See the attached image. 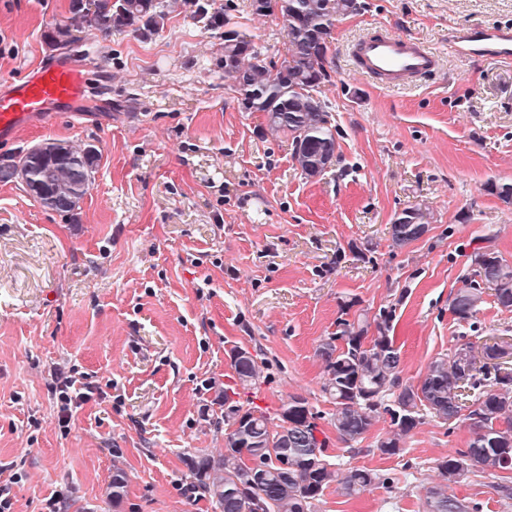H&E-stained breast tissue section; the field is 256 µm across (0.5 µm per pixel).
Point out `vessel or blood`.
I'll use <instances>...</instances> for the list:
<instances>
[{
  "label": "vessel or blood",
  "mask_w": 512,
  "mask_h": 512,
  "mask_svg": "<svg viewBox=\"0 0 512 512\" xmlns=\"http://www.w3.org/2000/svg\"><path fill=\"white\" fill-rule=\"evenodd\" d=\"M449 45L463 58H489L512 62V27L470 25L456 29ZM350 56L356 71L383 89L406 86L435 71V52L416 38L376 27L353 43ZM88 61L63 60L37 68L0 93V142H11L20 129L46 126L59 110L82 96Z\"/></svg>",
  "instance_id": "vessel-or-blood-1"
}]
</instances>
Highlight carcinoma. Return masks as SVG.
Segmentation results:
<instances>
[{"label": "carcinoma", "mask_w": 512, "mask_h": 512, "mask_svg": "<svg viewBox=\"0 0 512 512\" xmlns=\"http://www.w3.org/2000/svg\"><path fill=\"white\" fill-rule=\"evenodd\" d=\"M193 18L209 30H224V76L246 93L247 110L262 112L271 136L291 139L293 159L304 175L319 176L331 163L337 148L336 128L329 112L316 96L330 78V47L334 22L362 9L359 0H281L289 49L278 61L267 60L249 34L236 29L231 7L215 6V0H185ZM162 0H114L90 14L83 0L74 5V16L57 24L46 38L69 48L78 33L91 27L102 34L128 29L143 39L164 25ZM45 151H27L8 157L0 167V181L21 180L34 199L61 212L71 213L87 193L99 154L63 142L44 143ZM429 225V213L419 206L403 211L390 224L392 245L403 248L420 238L417 229ZM476 279L458 289L451 310L461 321L473 318L494 297L502 309L512 311V265L495 256L489 247L473 254ZM392 312L382 310L374 323L360 318L353 325L338 319L339 331L317 348L324 363L323 392L335 405L333 425L345 443L359 441L372 427L375 412L390 414L391 430L378 450L387 456L404 452L403 444L421 423L420 411L448 422L462 416L467 395L458 392V381L477 390L488 374H494L495 390L480 394L472 410V438L468 447L437 460L444 483L427 491L426 512H470V507L448 495L446 482L462 478L474 469L494 475L512 471V371L489 362L511 355L509 345L484 344L476 351L463 343L451 355L433 358L418 384L401 379L402 359L390 336ZM232 348L230 366L235 385L253 387L262 369L256 358L239 359ZM393 391L391 404L384 403ZM240 426L224 420V454L214 457L200 450L189 455L190 488L207 497L219 512H314L315 502L331 485L346 497H356L381 482L368 468L332 467L327 459V439L319 438L317 414L308 400L292 397L273 414L257 407L245 408ZM258 461L246 466L244 457Z\"/></svg>", "instance_id": "carcinoma-1"}]
</instances>
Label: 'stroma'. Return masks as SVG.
I'll return each mask as SVG.
<instances>
[{"label":"stroma","mask_w":512,"mask_h":512,"mask_svg":"<svg viewBox=\"0 0 512 512\" xmlns=\"http://www.w3.org/2000/svg\"><path fill=\"white\" fill-rule=\"evenodd\" d=\"M363 3L332 32L318 96L338 148L332 168L310 178L290 140L242 109L220 65L222 32L182 0L149 39L92 30L68 50L45 34L71 17L73 0H0V91L65 55L96 64L67 116L21 130L0 157L51 141L99 152L71 214L42 206L21 181L0 182V484L11 486L13 512H46L51 499L60 512H214L189 490L186 457L224 450L218 394L232 382L235 346L264 363L257 395L241 404L307 398L330 462L388 479L355 499L328 488L315 512H424L436 461L465 448L468 420L424 414L389 457L377 449L392 430L381 412L362 440L344 443L316 350L348 301L353 318L394 308L407 383L461 339L512 342V311L493 300L469 322L450 308L483 240L512 263V203L494 191L512 184V64L448 48L454 29L512 25V0ZM233 6L240 30L280 60L282 19L254 15L250 0ZM379 25L435 48L439 70L401 90L359 75L347 45ZM417 205L427 235L393 248L392 220ZM71 370L90 395L65 425L55 375ZM501 480L475 470L448 492L473 512H512Z\"/></svg>","instance_id":"stroma-1"}]
</instances>
